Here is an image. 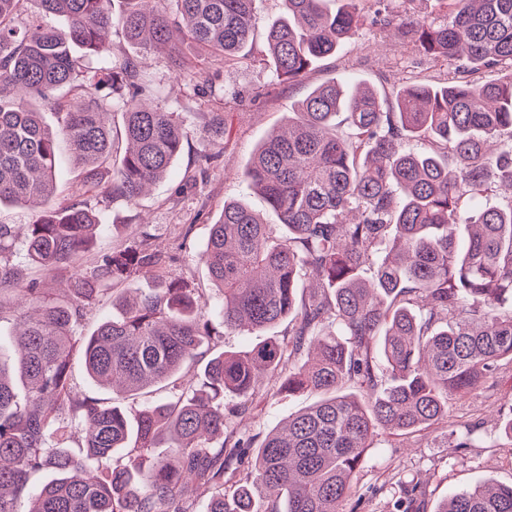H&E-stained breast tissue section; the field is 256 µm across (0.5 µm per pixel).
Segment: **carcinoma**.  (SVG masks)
<instances>
[{
    "label": "carcinoma",
    "instance_id": "carcinoma-1",
    "mask_svg": "<svg viewBox=\"0 0 512 512\" xmlns=\"http://www.w3.org/2000/svg\"><path fill=\"white\" fill-rule=\"evenodd\" d=\"M282 0L266 56L277 79L303 81L364 25L362 0ZM451 21H400L398 29L460 76L410 82L385 108L367 83L332 80L297 103L288 123L256 147L245 175L277 216L276 235L240 201L209 225L201 260L221 296L224 329L275 337L205 364L198 386H175L167 402L132 424L116 405L73 392L69 359L79 348L88 377L123 394L177 376L210 349L207 301L163 270L173 257L149 233L72 275L68 300L22 285L0 260V293L22 296L13 339L0 359V512H344L379 430L407 434L448 422V404L512 365V0H439ZM62 21L20 25L22 14ZM255 0H0V205L46 203L28 226V261L44 270L80 267L104 224L80 200L51 206L57 136L81 169L80 195L105 189L129 202L167 177L184 140L177 115L152 101L139 60L112 48L108 30L141 55L188 41L232 60L247 46ZM502 76L483 84V69ZM69 89L58 101L54 92ZM123 107L125 149L113 158L110 116ZM59 115L58 129L43 111ZM345 114L346 129H336ZM423 139L420 153L406 149ZM508 188L505 204L479 195ZM159 287L112 299L115 313L86 338L75 328L105 291L139 274ZM317 400L264 435L224 411V395L250 398L263 380ZM86 422L76 455L53 443L67 418ZM130 450L113 461L118 450ZM166 441L172 451L153 454ZM54 478L35 489L32 476ZM240 475L231 497L224 477ZM435 512H512V484L455 491Z\"/></svg>",
    "mask_w": 512,
    "mask_h": 512
}]
</instances>
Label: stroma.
<instances>
[{"label": "stroma", "mask_w": 512, "mask_h": 512, "mask_svg": "<svg viewBox=\"0 0 512 512\" xmlns=\"http://www.w3.org/2000/svg\"><path fill=\"white\" fill-rule=\"evenodd\" d=\"M281 11L280 0H257L256 24L238 60H206L194 44H183L185 61L193 67H204L210 77L209 85L197 89L178 84L167 51L142 57L157 106L179 113L184 121L183 149L169 177L135 202L101 192L87 195V202L99 211L105 228L93 250L83 257L82 269L91 268L113 246L138 240L146 224L155 246L174 257L166 276L182 279L205 295H214L213 282L201 260L207 247L208 226L229 199L246 201L268 223H276V215L251 190L244 171L265 134L281 126L312 87L335 78L360 80L374 87L387 105L406 82H444L453 75L452 65L428 60L395 30L367 24L342 51L319 60L301 83L279 82L265 56V46L266 28ZM216 113L225 117L227 133L208 130V122ZM206 154L215 155L216 160L204 169L200 160ZM35 218V212L19 206L0 208V224L13 225L17 232L10 260L22 283L35 281L51 292L56 281L31 266L22 250L27 226ZM70 370L75 393L115 403L131 418L145 406L166 401L171 395L170 387L162 385L126 397L99 388L88 380L79 352L73 354ZM313 401L310 395H268L257 415L243 416L240 426L252 433H267ZM509 408L512 366L503 367L493 385L451 401L447 428L400 436L379 433L345 512H403L404 487L411 483L421 493L420 512H433L435 504L449 493L485 480L511 484L512 448L503 446L496 433L498 410ZM464 424L474 426V441L471 447L458 448L449 431Z\"/></svg>", "instance_id": "stroma-1"}]
</instances>
